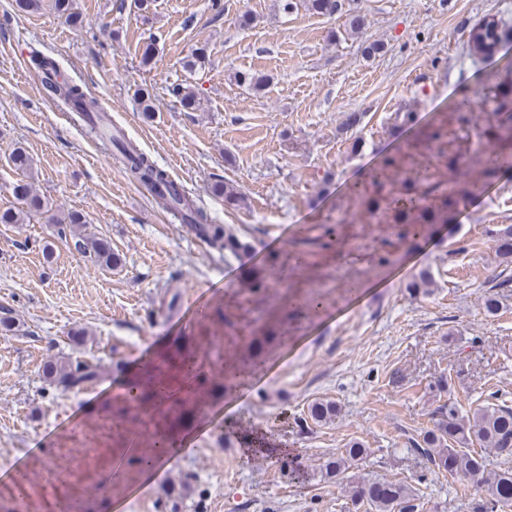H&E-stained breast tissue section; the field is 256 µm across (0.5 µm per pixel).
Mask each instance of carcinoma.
<instances>
[{"label": "carcinoma", "instance_id": "1", "mask_svg": "<svg viewBox=\"0 0 512 512\" xmlns=\"http://www.w3.org/2000/svg\"><path fill=\"white\" fill-rule=\"evenodd\" d=\"M53 7L73 27L82 26L83 20L75 6V0H53ZM308 8L322 15L342 12L341 0H308ZM507 29L502 21L493 17L483 19L473 26L467 36L469 54L490 58L502 47ZM55 63L46 64L45 90L62 97L82 117L90 120L100 112L98 101L87 95L81 86L59 82L55 75ZM492 102L499 106L496 119L485 124L479 141L490 150L512 155V116H506L512 108V76L494 74L488 79ZM473 120L467 101H462L452 117L438 116L434 122L413 140L400 142L393 150L379 154L378 163L369 179L361 184L358 197L365 223H372L374 215L381 214L389 224L396 241L380 250L381 265L397 263L404 249L415 245L429 229L438 225L453 224L466 197L476 194L480 188L500 178L502 166L478 157L469 165L470 178L464 185L442 177L428 175L415 181L407 178L416 163L420 147L426 143L439 149V157L451 173L457 172L458 150L456 133L469 126ZM123 164L127 178L147 189L151 195L182 224H187L195 235L209 246L236 255L250 248L232 230L217 224L192 201L185 199L169 175L131 141L107 137ZM15 170L24 174L32 170V158L22 148L11 154ZM211 193L224 199V205L236 206L243 199L240 189L218 180L211 185ZM13 194L25 205L23 209L0 211V224H23L32 212L43 211L48 203L37 194L29 183L18 182ZM59 225L58 235L67 237V230L84 226L82 214L69 212L53 217ZM497 253L503 263L512 262V225L496 230ZM75 250L95 264L110 268L120 262L112 252L111 244L88 233L75 235ZM268 287L267 267L253 266L244 271L238 283L242 295H250L259 288ZM42 373L46 381L64 389L79 391L99 377V366L86 360L70 358L50 359L44 362ZM337 405L332 401L316 402L310 415L317 422H326L336 416ZM478 444L503 457L502 465L491 469L484 454L471 448ZM415 450L432 467V470L452 477L475 481L483 488V495L471 502L472 512H500L512 504V407L506 404L488 403L467 418L459 415L454 401L439 406L433 427L426 430ZM366 449L353 443L324 468L325 477L337 478L349 469L358 467ZM353 508L363 506L370 512H417L415 495L410 487L401 482L384 479L363 480L351 486Z\"/></svg>", "mask_w": 512, "mask_h": 512}]
</instances>
